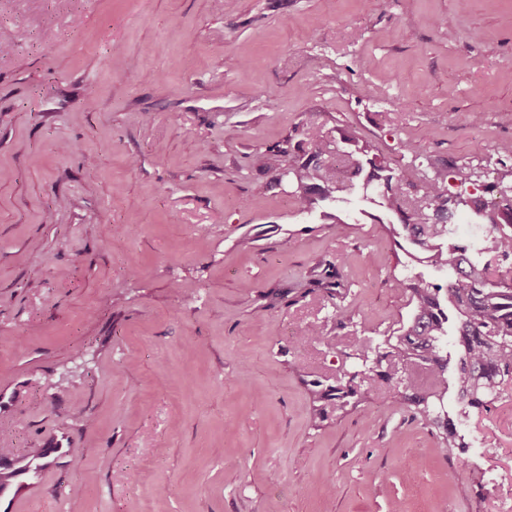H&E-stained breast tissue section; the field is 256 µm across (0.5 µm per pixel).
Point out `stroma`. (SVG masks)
I'll list each match as a JSON object with an SVG mask.
<instances>
[{
  "label": "stroma",
  "instance_id": "1",
  "mask_svg": "<svg viewBox=\"0 0 512 512\" xmlns=\"http://www.w3.org/2000/svg\"><path fill=\"white\" fill-rule=\"evenodd\" d=\"M1 44L0 457L65 454L0 512H512L511 390L464 454L372 374L314 420L412 262L266 167L346 129L511 185L512 0H0Z\"/></svg>",
  "mask_w": 512,
  "mask_h": 512
}]
</instances>
